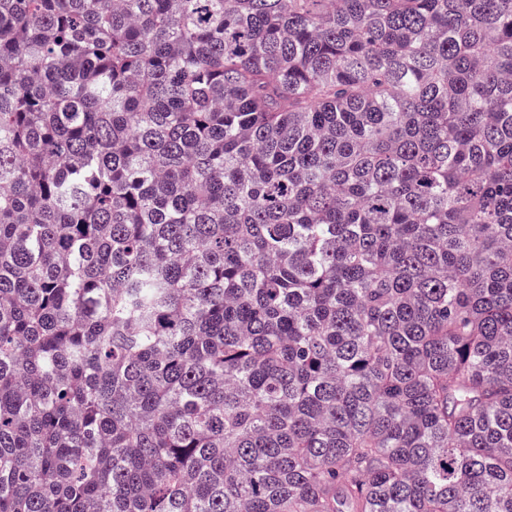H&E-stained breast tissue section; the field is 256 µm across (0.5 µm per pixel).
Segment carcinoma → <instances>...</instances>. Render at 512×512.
<instances>
[{"label": "carcinoma", "mask_w": 512, "mask_h": 512, "mask_svg": "<svg viewBox=\"0 0 512 512\" xmlns=\"http://www.w3.org/2000/svg\"><path fill=\"white\" fill-rule=\"evenodd\" d=\"M0 512H512V0H0Z\"/></svg>", "instance_id": "carcinoma-1"}]
</instances>
